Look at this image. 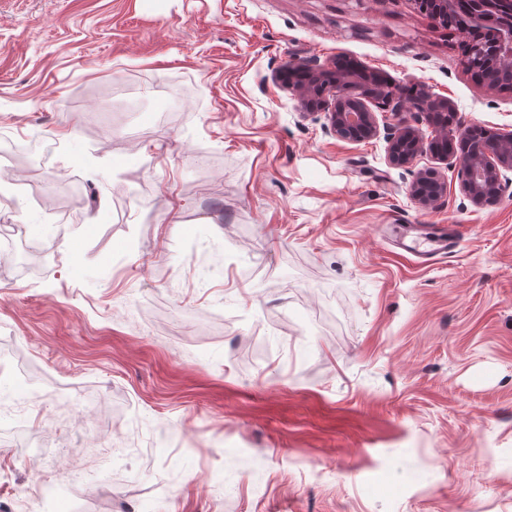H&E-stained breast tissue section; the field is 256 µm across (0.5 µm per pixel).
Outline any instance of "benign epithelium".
Here are the masks:
<instances>
[{
	"label": "benign epithelium",
	"mask_w": 512,
	"mask_h": 512,
	"mask_svg": "<svg viewBox=\"0 0 512 512\" xmlns=\"http://www.w3.org/2000/svg\"><path fill=\"white\" fill-rule=\"evenodd\" d=\"M454 0H432V18L437 24L448 18ZM487 10L502 14L503 27L500 48L496 56L487 58L480 50L465 59V66L474 71L479 66L508 68L512 70V0H474V10L468 18V26L478 27ZM299 75V80L288 85L301 107L306 111L327 112V131L340 140L358 142L384 136L387 142L388 161L395 167L412 163L423 145L440 160L454 156L448 149L456 143L469 141L479 125L466 126L454 119L448 123L443 116L453 111L450 103L434 100L426 90L420 91L424 104L417 105L407 99L402 89H390L367 74L356 75L351 71L323 72L310 62H300L289 67ZM380 100L391 106L394 122L379 126L369 103ZM418 112L410 122L404 113ZM431 129L426 133L422 126ZM462 190L474 205L497 201L506 185L507 172H512V129L489 131L485 138L474 143L457 157ZM445 191L444 184L435 177L420 175L411 185L414 198L424 207L438 204Z\"/></svg>",
	"instance_id": "obj_1"
}]
</instances>
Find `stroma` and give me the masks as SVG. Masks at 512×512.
I'll use <instances>...</instances> for the list:
<instances>
[{"label": "stroma", "instance_id": "35a3bbf8", "mask_svg": "<svg viewBox=\"0 0 512 512\" xmlns=\"http://www.w3.org/2000/svg\"><path fill=\"white\" fill-rule=\"evenodd\" d=\"M458 41L409 0H0V151L52 147L0 191L37 230L0 252V426L73 451L36 512H512V185L473 205L277 78L344 55L512 128ZM389 224L459 245L421 264ZM0 464L10 512L37 465ZM427 182L431 184L426 186ZM444 191L445 186L440 180L427 175H419L411 185L412 195L424 207L436 206Z\"/></svg>", "mask_w": 512, "mask_h": 512}]
</instances>
